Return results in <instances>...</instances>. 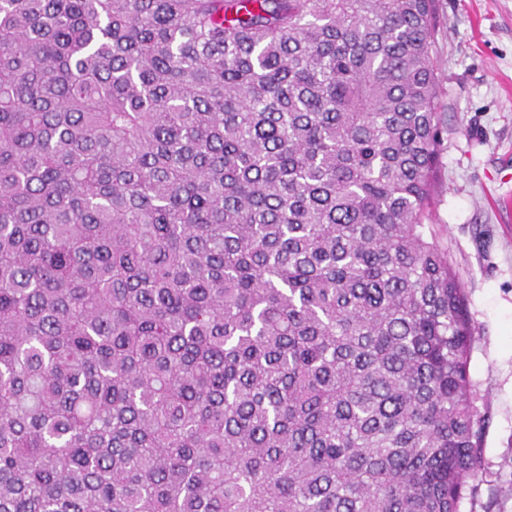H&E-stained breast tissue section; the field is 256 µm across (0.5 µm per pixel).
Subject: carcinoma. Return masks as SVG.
Wrapping results in <instances>:
<instances>
[{
    "label": "carcinoma",
    "mask_w": 512,
    "mask_h": 512,
    "mask_svg": "<svg viewBox=\"0 0 512 512\" xmlns=\"http://www.w3.org/2000/svg\"><path fill=\"white\" fill-rule=\"evenodd\" d=\"M435 0H0V512H459Z\"/></svg>",
    "instance_id": "1"
}]
</instances>
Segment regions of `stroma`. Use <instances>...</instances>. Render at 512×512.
I'll return each mask as SVG.
<instances>
[{
	"mask_svg": "<svg viewBox=\"0 0 512 512\" xmlns=\"http://www.w3.org/2000/svg\"><path fill=\"white\" fill-rule=\"evenodd\" d=\"M443 151L429 224L475 325L482 477L459 512H512V0H437Z\"/></svg>",
	"mask_w": 512,
	"mask_h": 512,
	"instance_id": "1",
	"label": "stroma"
}]
</instances>
